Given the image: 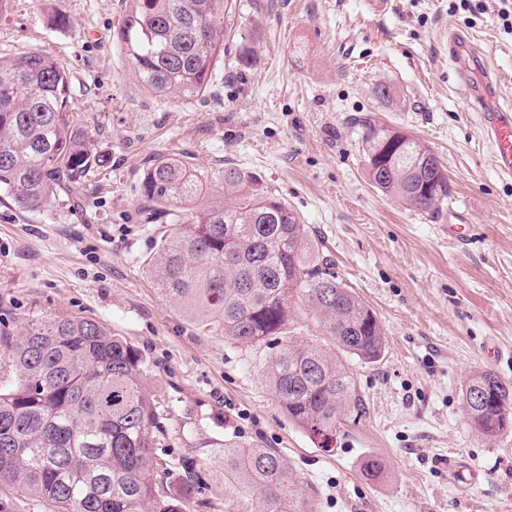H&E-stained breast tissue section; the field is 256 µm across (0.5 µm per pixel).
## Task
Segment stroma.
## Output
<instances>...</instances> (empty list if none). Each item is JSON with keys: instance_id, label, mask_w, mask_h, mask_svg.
Returning <instances> with one entry per match:
<instances>
[{"instance_id": "1", "label": "stroma", "mask_w": 512, "mask_h": 512, "mask_svg": "<svg viewBox=\"0 0 512 512\" xmlns=\"http://www.w3.org/2000/svg\"><path fill=\"white\" fill-rule=\"evenodd\" d=\"M236 0L240 37L216 78L185 100L147 93L116 33L125 0H11L0 54L41 50L66 70L88 151L107 159L62 198L31 212L0 203V339L46 318L88 316L137 347L166 433L155 456L185 512H265L224 466V446L269 448L298 489L299 512H512V432L470 426L462 390L477 372L512 385V183L482 134L512 112V0ZM69 22H47L52 6ZM478 39L470 58L464 42ZM248 47L240 64L239 49ZM497 80L486 84V69ZM391 86L396 102L372 93ZM369 114L444 164L452 196L440 219L372 186L354 118ZM176 156L212 177L255 174L306 224L340 280L376 313L385 351L348 359L350 402L334 451L291 423L266 379L268 343L201 329L165 296L146 261L174 224L145 220L149 160ZM467 227L464 243L443 228ZM382 465L367 474L369 460Z\"/></svg>"}]
</instances>
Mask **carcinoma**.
I'll return each instance as SVG.
<instances>
[{
  "label": "carcinoma",
  "mask_w": 512,
  "mask_h": 512,
  "mask_svg": "<svg viewBox=\"0 0 512 512\" xmlns=\"http://www.w3.org/2000/svg\"><path fill=\"white\" fill-rule=\"evenodd\" d=\"M234 10V0H130L118 40L148 92L198 97L224 58ZM70 93L50 55H0V196L21 212L54 206L61 191L107 163L84 149ZM357 123L371 184L437 218L451 189L436 155L370 117ZM218 180L224 198L202 204L207 175L175 157L149 162L139 184L144 208L177 232L161 241L146 271L201 327L216 324L242 345L275 337L269 384L288 418L330 452L352 393L342 356L378 361L383 326L285 200L237 167ZM295 295L337 352L293 339ZM7 357L15 378L0 385V485L44 501L49 512H185L159 486L152 448L162 426L134 345L93 318L70 316L29 324L7 344ZM475 384L485 388L477 410ZM462 401L485 438L512 428V386L494 374H474ZM224 464L263 497L266 512H295L274 451L226 446Z\"/></svg>",
  "instance_id": "carcinoma-1"
}]
</instances>
